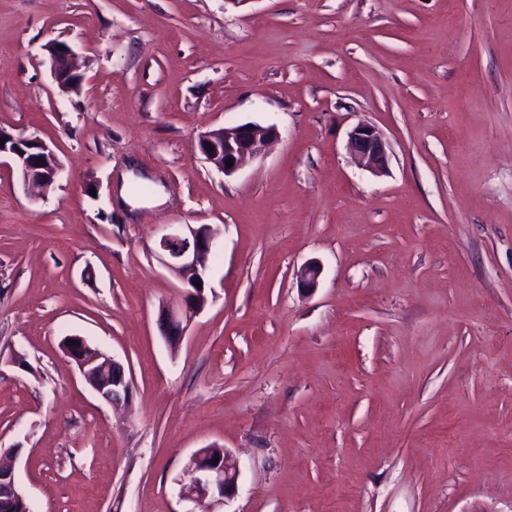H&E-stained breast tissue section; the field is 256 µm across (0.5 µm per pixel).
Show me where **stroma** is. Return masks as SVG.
Returning <instances> with one entry per match:
<instances>
[{"label": "stroma", "instance_id": "stroma-1", "mask_svg": "<svg viewBox=\"0 0 512 512\" xmlns=\"http://www.w3.org/2000/svg\"><path fill=\"white\" fill-rule=\"evenodd\" d=\"M246 123L279 139L224 175L196 137ZM0 127L61 164L38 198L0 167V448L33 512H512V0H0ZM167 224L223 243L174 349ZM211 445L236 495L181 501ZM58 46L60 45L54 42L48 45L47 48L55 81L63 92L78 90L79 87H76L75 83L67 81L68 77L74 74L80 76L81 83L83 79L82 75L71 64L72 49L67 45L62 46L64 50H58ZM346 149L352 159L373 173H383L388 167V145L371 125L355 126L349 133ZM62 348L100 399L112 407H118L127 400L132 380L122 363L93 349L81 336L66 337Z\"/></svg>", "mask_w": 512, "mask_h": 512}]
</instances>
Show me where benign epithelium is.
Instances as JSON below:
<instances>
[{"label": "benign epithelium", "instance_id": "obj_1", "mask_svg": "<svg viewBox=\"0 0 512 512\" xmlns=\"http://www.w3.org/2000/svg\"><path fill=\"white\" fill-rule=\"evenodd\" d=\"M47 51L60 90L74 91L76 84L68 80L77 73L71 64V47L67 45L60 50L54 42L48 45ZM276 138L275 127L247 123L204 131L197 138V148L217 170L230 176L246 160L264 154ZM1 139L5 143L0 145V159L7 160L24 187L37 196L49 193L60 172V164L49 146L39 142V154L32 155L22 147V143L30 142L29 138L2 127ZM346 149L352 159L373 173L380 174L388 167V145L371 125L355 126L349 133ZM228 160L232 161L230 167L226 165ZM159 248L162 265L179 279L183 290L182 306L166 307L157 318L161 337L174 348L185 336L188 321L200 309L208 284V261L220 250L221 241L208 224H185L176 232H163ZM321 274L318 262L304 264L297 275L298 287L307 292L315 290ZM62 348L100 399L113 407L127 400L132 380L122 363L92 348L81 336L66 337ZM188 468L193 478L181 486V500L194 502L212 496L223 502L235 492L238 473L236 467L229 464L225 451L216 454L214 449L204 448L190 458ZM19 501L24 502L26 498L19 490L15 472L0 461V512H15Z\"/></svg>", "mask_w": 512, "mask_h": 512}]
</instances>
